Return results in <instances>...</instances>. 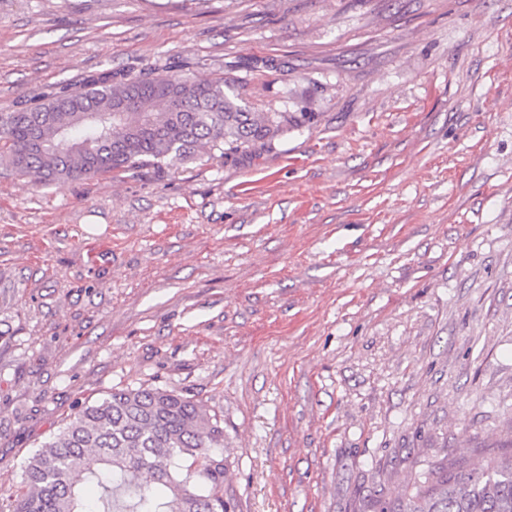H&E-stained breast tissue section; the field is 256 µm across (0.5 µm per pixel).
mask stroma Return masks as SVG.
Returning a JSON list of instances; mask_svg holds the SVG:
<instances>
[{
  "mask_svg": "<svg viewBox=\"0 0 512 512\" xmlns=\"http://www.w3.org/2000/svg\"><path fill=\"white\" fill-rule=\"evenodd\" d=\"M309 123L43 185L0 163V499L85 401L224 418L239 512H381L512 446V0H0V112L106 71Z\"/></svg>",
  "mask_w": 512,
  "mask_h": 512,
  "instance_id": "obj_1",
  "label": "stroma"
}]
</instances>
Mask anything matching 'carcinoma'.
Wrapping results in <instances>:
<instances>
[{
  "label": "carcinoma",
  "mask_w": 512,
  "mask_h": 512,
  "mask_svg": "<svg viewBox=\"0 0 512 512\" xmlns=\"http://www.w3.org/2000/svg\"><path fill=\"white\" fill-rule=\"evenodd\" d=\"M301 125L239 98L233 81L104 71L0 113V159L44 185L219 155L228 161ZM97 456L100 468L85 465ZM224 420L174 390L113 389L85 403L22 464L0 512H238L224 490ZM100 488L97 502L84 487ZM382 512H512V455L430 466Z\"/></svg>",
  "instance_id": "obj_1"
}]
</instances>
